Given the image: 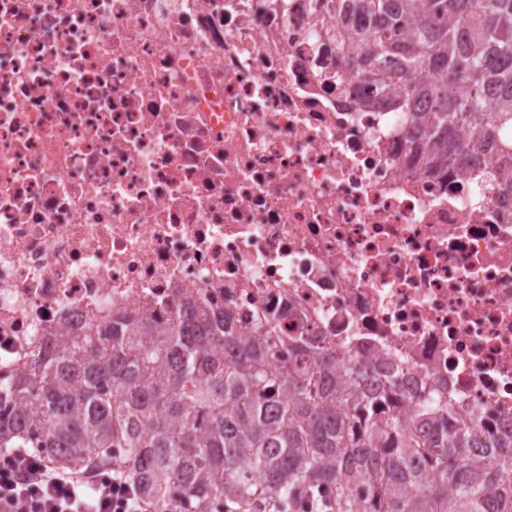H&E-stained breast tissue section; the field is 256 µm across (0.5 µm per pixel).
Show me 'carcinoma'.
<instances>
[{"mask_svg":"<svg viewBox=\"0 0 512 512\" xmlns=\"http://www.w3.org/2000/svg\"><path fill=\"white\" fill-rule=\"evenodd\" d=\"M336 16L320 39L375 95L401 93L434 158L475 165L487 147L512 184V0H336ZM374 382L321 340L276 323L251 340L187 298L166 321L58 337L0 396V456L82 472L122 448L137 496L185 512L307 496L320 512H512V441L477 463L475 425L383 410Z\"/></svg>","mask_w":512,"mask_h":512,"instance_id":"carcinoma-1","label":"carcinoma"}]
</instances>
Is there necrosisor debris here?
Here are the masks:
<instances>
[{
	"instance_id": "4bbe7bcc",
	"label": "necrosis or debris",
	"mask_w": 512,
	"mask_h": 512,
	"mask_svg": "<svg viewBox=\"0 0 512 512\" xmlns=\"http://www.w3.org/2000/svg\"><path fill=\"white\" fill-rule=\"evenodd\" d=\"M317 0H0V377L182 298L512 436V191L414 149Z\"/></svg>"
}]
</instances>
